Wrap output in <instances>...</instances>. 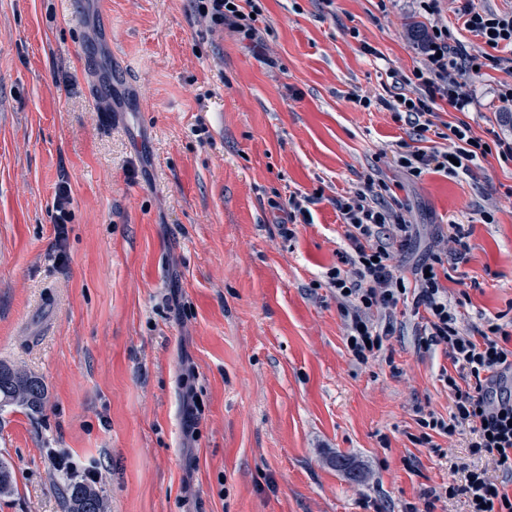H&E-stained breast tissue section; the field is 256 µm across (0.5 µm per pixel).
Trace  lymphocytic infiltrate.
I'll list each match as a JSON object with an SVG mask.
<instances>
[{
	"mask_svg": "<svg viewBox=\"0 0 512 512\" xmlns=\"http://www.w3.org/2000/svg\"><path fill=\"white\" fill-rule=\"evenodd\" d=\"M193 2L197 20L209 31L228 26L242 39L257 40L260 8L253 0ZM455 2V14L467 31L481 38L483 49L469 50L447 25L436 21L425 35L419 65L402 77L399 92L389 99L356 94L352 97L356 106L364 110L382 106L394 117L413 120L423 134L432 130L441 106L470 111L475 105L471 78L476 69L491 67L507 73L496 98L502 107L512 108V10H493L481 0ZM444 138L447 145L442 149L400 142L397 165L417 178L428 170L456 177L491 154L500 162L512 163L511 138L496 134L483 139L466 121L449 125ZM336 208L352 254L348 268L331 269L329 284L351 313L347 346L352 356L362 363L375 356L391 333L389 318L399 301L411 298V313L426 344L442 346L451 362L450 369L440 374L453 402L450 416L444 419L429 413L421 416L420 425L451 438L468 431L470 447L489 457L503 475L498 481L487 470L463 468L460 480L433 491V499L461 496L468 512H512V495L506 490L512 482V335L494 319L476 335H462L448 289L437 273L444 257L457 261L466 257L468 231L464 225L449 222L447 254H434L407 278L400 272L394 243L384 230L393 226L404 233L408 226L401 212L384 201L374 179H366L360 188L337 198Z\"/></svg>",
	"mask_w": 512,
	"mask_h": 512,
	"instance_id": "1",
	"label": "lymphocytic infiltrate"
}]
</instances>
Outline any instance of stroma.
Here are the masks:
<instances>
[{
  "mask_svg": "<svg viewBox=\"0 0 512 512\" xmlns=\"http://www.w3.org/2000/svg\"><path fill=\"white\" fill-rule=\"evenodd\" d=\"M259 4L254 45L191 0H0V362L46 395L0 412V512H67L59 455L100 471L102 512H467L427 497L488 464L469 434L420 441L421 413L451 411L442 347L399 309L377 357L347 349L336 200L386 182L406 274L468 225L445 285L471 334L512 319V164L407 176L412 125L353 103L419 64L415 0ZM505 78L473 77L476 108L440 121L512 137ZM297 193L313 221L287 235ZM464 225L456 224L454 221L448 224V255L457 262L463 260L469 252V244L466 240L469 233Z\"/></svg>",
  "mask_w": 512,
  "mask_h": 512,
  "instance_id": "1",
  "label": "stroma"
}]
</instances>
